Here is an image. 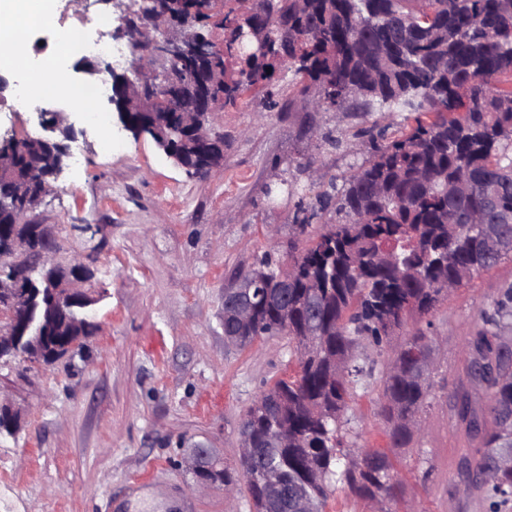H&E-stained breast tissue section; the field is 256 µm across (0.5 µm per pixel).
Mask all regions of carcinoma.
<instances>
[{"instance_id": "1", "label": "carcinoma", "mask_w": 512, "mask_h": 512, "mask_svg": "<svg viewBox=\"0 0 512 512\" xmlns=\"http://www.w3.org/2000/svg\"><path fill=\"white\" fill-rule=\"evenodd\" d=\"M218 0H169L168 25L191 23L193 35L215 44L224 106L274 73L301 76V92L315 108L379 112L353 136L369 145L368 158L330 180L316 205L299 202L292 227L309 245L288 241V264L264 254L247 273L253 319L240 325L224 310V341L244 347L262 336L288 337L299 371L263 389L246 410L241 434L254 453L232 468L214 456L196 476L247 492L255 512H282L265 495L261 475L275 471L290 512H325L330 496L346 491L367 499L373 512L408 507L392 458L347 440L344 420L357 384L376 378L382 388L391 447L407 448L423 431L420 414L431 394V373L417 374L433 351L417 331L382 364L363 349L390 343L410 319L423 318L473 275L512 258V0H266L260 11L217 10ZM197 58L166 71L190 82ZM400 104L415 125L389 132L387 113ZM195 94L170 109L129 116L133 139L151 138L190 177H204L224 159V138L199 144L186 116L198 111ZM9 169L0 173V200L23 202L53 181L55 149L15 135L0 141ZM497 189L494 212L486 200ZM332 210L336 224L312 233V220ZM50 269H33L21 302L26 321L39 327L97 325L86 310L51 304ZM512 287L493 299L467 344L468 383L481 393L474 406L461 386L452 410L479 446L461 455L458 475L488 512H512ZM288 429V445L273 441Z\"/></svg>"}]
</instances>
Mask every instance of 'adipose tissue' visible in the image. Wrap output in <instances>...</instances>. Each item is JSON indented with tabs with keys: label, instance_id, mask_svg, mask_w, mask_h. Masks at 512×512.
Masks as SVG:
<instances>
[{
	"label": "adipose tissue",
	"instance_id": "1",
	"mask_svg": "<svg viewBox=\"0 0 512 512\" xmlns=\"http://www.w3.org/2000/svg\"><path fill=\"white\" fill-rule=\"evenodd\" d=\"M51 12V0H0V63L21 67L26 63L24 32L26 21H39Z\"/></svg>",
	"mask_w": 512,
	"mask_h": 512
}]
</instances>
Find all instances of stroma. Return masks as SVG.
<instances>
[{
    "mask_svg": "<svg viewBox=\"0 0 512 512\" xmlns=\"http://www.w3.org/2000/svg\"><path fill=\"white\" fill-rule=\"evenodd\" d=\"M69 11L112 17V34L129 41L131 26L181 39L185 31L132 13L129 0H66ZM43 23L28 28V66L16 76L43 98L41 47L60 41ZM293 72L272 81L275 108L262 96L236 107L216 105L209 135L223 136L224 161L202 179L174 166L147 137L133 139L112 123V144L93 122L106 98L86 108L45 101V112L82 129L81 167H67L32 214L52 225L68 266L88 256L90 277L78 287L91 298L97 324L84 347L50 365L0 367V402L17 418L0 435V512H253L246 494L223 488L187 493L193 478L183 457L204 446L227 462L239 457L244 410L266 385L295 377L298 355L287 337L239 349L224 341V288L264 252L282 259L298 202L290 186L315 196L316 181L360 165L367 144L358 127L371 116L317 109ZM43 111V112H44ZM340 138V147L325 135ZM279 231L270 247L268 228ZM512 261L464 283L429 316L423 331L435 345L425 432L399 449L398 476L422 512H476L457 474L469 441L457 427L449 395L463 378L467 338L502 289ZM375 381L358 389L346 414L365 448H386Z\"/></svg>",
    "mask_w": 512,
    "mask_h": 512,
    "instance_id": "obj_1",
    "label": "stroma"
}]
</instances>
